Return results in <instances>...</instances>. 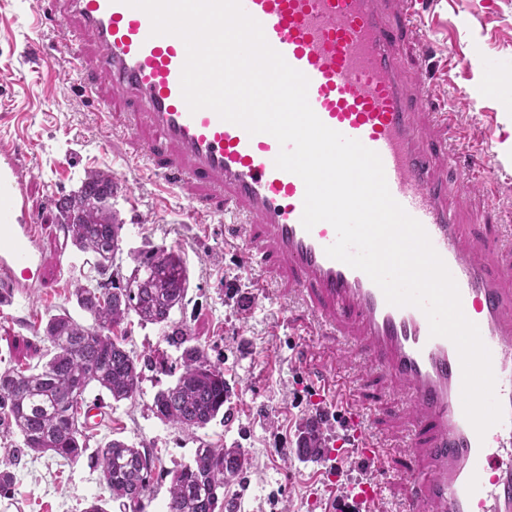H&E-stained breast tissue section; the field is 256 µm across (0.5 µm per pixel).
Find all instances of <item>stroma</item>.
Returning a JSON list of instances; mask_svg holds the SVG:
<instances>
[{"mask_svg":"<svg viewBox=\"0 0 512 512\" xmlns=\"http://www.w3.org/2000/svg\"><path fill=\"white\" fill-rule=\"evenodd\" d=\"M418 21L427 37L403 46L407 69H429L434 105L456 114L466 137L438 130L452 151L484 154L488 179L499 195L487 200L483 184L467 183L456 205L464 211L512 210V0H422ZM37 0H0V149L10 150L29 179L30 208L51 282L0 306V368L36 365L47 345L35 332L49 315L68 310L82 324L91 318L71 295L74 272L61 265L63 235L57 231L52 202L77 190L87 170L108 169L120 185L112 209L124 224V251L145 243L178 247L188 267L187 301L174 320L183 322L211 359L221 360L232 395L231 421H213L191 435L163 423L152 410L155 393L173 377L145 370L135 400L113 402L98 387L86 399L102 405L90 429V448L119 438L145 446L158 458L154 493L146 512H159L168 497L170 470L190 462L198 439L240 445L249 465L243 485L231 492L263 489L259 512H328L330 478L320 464L284 457L302 422L319 414L327 445L344 434L332 403L311 386L303 353L330 356L349 380L363 410L367 434L392 451L391 463L411 461L406 424L407 401L381 372L368 367L347 335L331 334L307 305L273 272L264 269L268 293L253 298V272L243 250L225 238L220 223H193L184 190L150 181L144 167L129 165L144 135H133L126 112H100L84 90V76L50 22H35ZM39 45L31 55V45ZM458 131V132H459ZM139 358L159 363L177 358L158 326L131 323L127 341ZM277 456H267V449ZM107 491L89 457L71 463L48 456L24 458L0 512H83Z\"/></svg>","mask_w":512,"mask_h":512,"instance_id":"stroma-1","label":"stroma"}]
</instances>
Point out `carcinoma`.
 <instances>
[{
    "instance_id": "obj_1",
    "label": "carcinoma",
    "mask_w": 512,
    "mask_h": 512,
    "mask_svg": "<svg viewBox=\"0 0 512 512\" xmlns=\"http://www.w3.org/2000/svg\"><path fill=\"white\" fill-rule=\"evenodd\" d=\"M110 178L96 171L85 175L78 190L55 202V219L64 240L87 257L76 278L72 296L88 313L83 325L66 309L49 315L40 339L49 343L47 360L33 368L0 370V429L19 437L0 467V493L11 488L14 469L27 456L50 454L69 462L87 449L85 393L92 384L107 391L112 401L133 400L140 393L142 366L126 348L121 326L135 315L142 325H157L163 339L180 355L164 369L176 377L173 385L154 395L153 410L163 422L184 431L206 428L226 419L230 392L224 369L202 346L193 342L172 315L185 305L189 274L177 251L149 244L131 256L136 263L122 288H108L98 277L120 267L122 222L104 205L112 195ZM317 441L311 423L302 425L297 451L311 458ZM193 459L171 471L167 512H224V486L239 479L248 458L241 448H226L198 439ZM109 492L96 497L83 512H145L154 484L155 462L150 453L121 439H112L91 456Z\"/></svg>"
}]
</instances>
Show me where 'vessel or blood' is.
Returning <instances> with one entry per match:
<instances>
[{"mask_svg":"<svg viewBox=\"0 0 512 512\" xmlns=\"http://www.w3.org/2000/svg\"><path fill=\"white\" fill-rule=\"evenodd\" d=\"M50 14L73 22L82 48L77 69L94 73L87 92L99 109L132 110L133 121L153 137L145 162L153 180L196 184L191 215L204 223L229 216L235 242L259 253L290 287L308 298L316 319L352 336L369 365L411 396L407 425L417 466L390 470V449L347 422L356 439L349 449L323 453L320 465L343 477L347 458L366 463L375 477L346 489L340 512H379L382 489L401 485V512H512V292L504 270L490 261L498 224H464L448 206L461 183L441 167L445 140L428 138L420 122L431 88L422 75L405 80L401 47L415 37L410 0H242L261 23L268 43L309 79L308 100L328 127L360 140L382 160L392 197L418 220L455 279L465 316L479 327L491 353L496 395L504 419L478 436L462 406V371L455 345L431 336L425 314L389 305L362 271L329 258L333 226L304 229L305 185L280 170L278 141L249 135L210 109L190 112L181 93L186 48L178 37L155 36L151 20L123 0H48ZM107 81L110 97L99 96ZM44 257L29 208L26 176L15 156L0 153V285L8 294L43 284Z\"/></svg>","mask_w":512,"mask_h":512,"instance_id":"vessel-or-blood-1","label":"vessel or blood"}]
</instances>
